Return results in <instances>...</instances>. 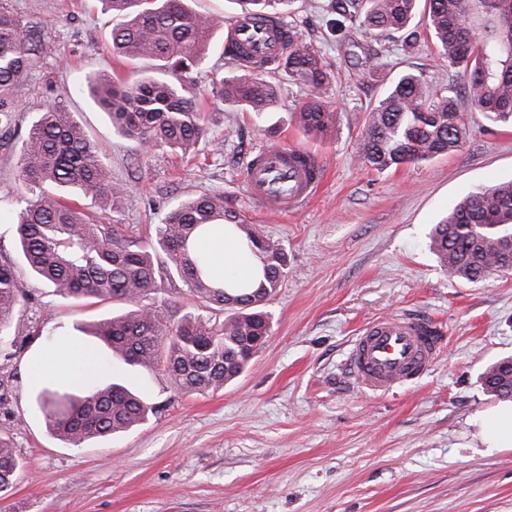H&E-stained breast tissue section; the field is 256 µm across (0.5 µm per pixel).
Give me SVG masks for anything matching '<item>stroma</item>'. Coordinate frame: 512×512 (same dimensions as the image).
Returning <instances> with one entry per match:
<instances>
[{
	"mask_svg": "<svg viewBox=\"0 0 512 512\" xmlns=\"http://www.w3.org/2000/svg\"><path fill=\"white\" fill-rule=\"evenodd\" d=\"M40 21L43 69L29 74L17 108L18 132L0 148V255L13 263L24 297L0 337V438L23 463L0 512H512V447L488 451L476 436L479 414L497 399L482 384L486 367L512 356V270L471 283L450 276L430 249L429 234L470 192L512 181V125L469 112L462 149L379 173L363 165L359 142L369 103L403 71L428 84L459 87L458 69L441 62L424 20L409 29L419 48L353 65L342 46L366 44L357 22L336 30L328 0H294L286 20L317 46L336 74L324 98L335 122L323 137L305 135L293 113L311 87L277 73L279 100L256 115L212 98V77L231 70L216 29L194 75L208 133L194 162L174 149L140 147L117 134L87 95L85 75L106 68L133 80L155 71L152 60H112L103 0H10ZM72 112L96 142L112 182L127 193L116 211L86 202L99 219L137 233L154 230L171 205L220 194L250 215L286 255V275L267 309L272 333L246 370L224 389L183 394L150 374L94 354L118 382L142 392L159 412L127 432L66 444L48 430L30 371L58 337L122 309L52 295L26 266L15 217L28 189L16 177L19 148L33 116L48 104ZM291 143L316 154L325 179L301 212L255 211L244 170L254 149ZM420 310L446 330L439 361L420 380L368 396L346 358L359 328L397 311Z\"/></svg>",
	"mask_w": 512,
	"mask_h": 512,
	"instance_id": "1",
	"label": "stroma"
}]
</instances>
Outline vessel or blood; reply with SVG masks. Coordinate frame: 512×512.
I'll list each match as a JSON object with an SVG mask.
<instances>
[{
  "label": "vessel or blood",
  "instance_id": "b4317fda",
  "mask_svg": "<svg viewBox=\"0 0 512 512\" xmlns=\"http://www.w3.org/2000/svg\"><path fill=\"white\" fill-rule=\"evenodd\" d=\"M227 36L243 52L242 65L274 61L287 43L261 15L241 12L226 25ZM322 169L306 148L285 144L254 151L246 166L248 195L255 210L292 215L306 206L322 182ZM436 321L408 312L379 317L356 334L347 364L364 392L375 394L413 380L432 369L442 345Z\"/></svg>",
  "mask_w": 512,
  "mask_h": 512
}]
</instances>
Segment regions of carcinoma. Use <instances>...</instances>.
Returning <instances> with one entry per match:
<instances>
[{"mask_svg": "<svg viewBox=\"0 0 512 512\" xmlns=\"http://www.w3.org/2000/svg\"><path fill=\"white\" fill-rule=\"evenodd\" d=\"M112 10V57L156 59L175 76L191 72L208 48L221 20L193 12L187 0H107ZM331 12L361 20L374 39H396L418 13L428 27L441 59L463 71V91L441 82L427 85L420 76L403 72L385 94L367 109L359 154L377 172L431 160L458 151L468 135L460 99L493 124L512 121V60L503 47L512 45V0H330ZM288 28V54L275 69L311 86L314 94L294 112L304 132L322 136L333 122L322 93L333 72L320 51ZM46 64V43L39 22L24 20L9 0H0V131L16 128V112L25 95L29 72ZM266 64L255 70L211 80V94L246 112L273 109L275 84L266 80ZM94 103L122 136L144 146L167 145L181 156H195L206 136L198 97L182 85L152 76L126 84L106 70L85 76ZM18 179L41 192L25 200L16 222L23 259L53 295L94 303L112 299L128 311L80 328L102 341L111 353L147 372H163L176 390L187 394L220 390L239 377L256 355L252 336H270L265 305L285 276L286 256L240 212L224 207V196L200 195L178 201L144 237L125 224H104L87 217L75 203L89 198L107 207L124 197L125 188L110 181L97 146L83 133L72 113L53 103L37 113L22 141ZM211 224H222L256 265L249 282L224 281L210 271L197 249ZM512 182L476 191L456 203L435 225L431 247L448 272L478 282L496 272L512 270ZM188 288L208 309L227 316L178 311L156 304L164 288ZM20 312V289L13 264L0 259V332ZM485 390L508 401L512 358L483 373ZM36 403L46 426L73 447L125 432L145 423L159 406L119 384L91 383L60 391L42 387ZM20 461L0 441V491L13 483Z\"/></svg>", "mask_w": 512, "mask_h": 512, "instance_id": "carcinoma-1", "label": "carcinoma"}]
</instances>
